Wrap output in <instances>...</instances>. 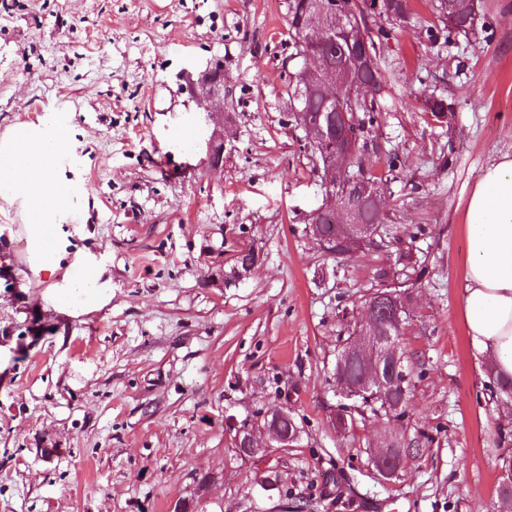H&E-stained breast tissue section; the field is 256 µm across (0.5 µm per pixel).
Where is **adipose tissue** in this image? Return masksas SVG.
Instances as JSON below:
<instances>
[{
	"label": "adipose tissue",
	"instance_id": "ef3b65f1",
	"mask_svg": "<svg viewBox=\"0 0 512 512\" xmlns=\"http://www.w3.org/2000/svg\"><path fill=\"white\" fill-rule=\"evenodd\" d=\"M78 144L70 118L58 113L0 137V199L19 203V240L30 269L52 292L70 287L74 269L99 281L86 247L72 246L65 225L78 190L60 168ZM462 294L469 344L496 376L512 379V154L480 173L467 211V264Z\"/></svg>",
	"mask_w": 512,
	"mask_h": 512
}]
</instances>
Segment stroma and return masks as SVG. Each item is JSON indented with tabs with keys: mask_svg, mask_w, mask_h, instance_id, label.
Returning a JSON list of instances; mask_svg holds the SVG:
<instances>
[{
	"mask_svg": "<svg viewBox=\"0 0 512 512\" xmlns=\"http://www.w3.org/2000/svg\"><path fill=\"white\" fill-rule=\"evenodd\" d=\"M468 33L441 0L375 14L386 81L363 158L385 181L382 240L331 256L308 233L325 182L289 118L294 0H0V132L67 112L84 188L68 230L103 267L108 302L71 288L54 306L0 207V331L39 317L25 359L0 351V512H172L208 475L209 512H498L512 400L489 390L462 307L466 214L481 170L512 151V0H479ZM224 63V167L211 170L184 72ZM428 96L451 106L427 112ZM259 262L228 282L240 251ZM396 271L409 300L400 346L414 390L402 418L333 424L339 352ZM288 407L294 447L236 455L226 419ZM413 450L400 478L370 463L386 438Z\"/></svg>",
	"mask_w": 512,
	"mask_h": 512,
	"instance_id": "35a3bbf8",
	"label": "stroma"
}]
</instances>
